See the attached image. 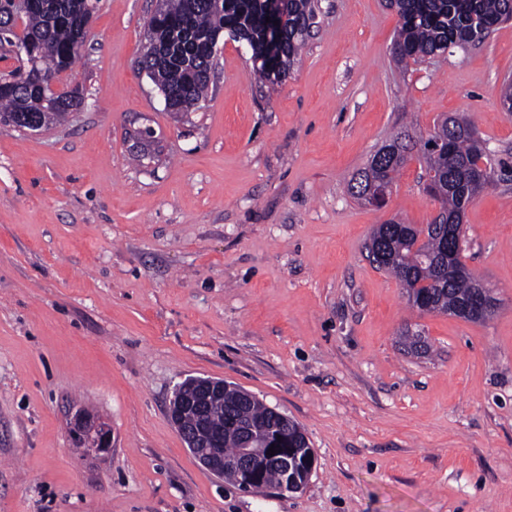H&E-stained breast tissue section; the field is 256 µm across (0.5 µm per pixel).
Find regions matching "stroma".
Returning <instances> with one entry per match:
<instances>
[{
    "mask_svg": "<svg viewBox=\"0 0 512 512\" xmlns=\"http://www.w3.org/2000/svg\"><path fill=\"white\" fill-rule=\"evenodd\" d=\"M318 6L275 92L227 40L177 116L137 65L155 0H101L66 74L85 107L0 126V512H512V173L464 218L499 303L476 323L419 313L367 256L374 225L437 213L418 161L384 207L347 191L392 133L448 113L512 163V23L402 69L382 0ZM190 376L299 423L307 484L254 495L201 465L168 414ZM77 408L109 451L73 447Z\"/></svg>",
    "mask_w": 512,
    "mask_h": 512,
    "instance_id": "35a3bbf8",
    "label": "stroma"
}]
</instances>
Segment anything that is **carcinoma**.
<instances>
[{
    "instance_id": "carcinoma-1",
    "label": "carcinoma",
    "mask_w": 512,
    "mask_h": 512,
    "mask_svg": "<svg viewBox=\"0 0 512 512\" xmlns=\"http://www.w3.org/2000/svg\"><path fill=\"white\" fill-rule=\"evenodd\" d=\"M100 0H40L41 5L17 21L12 0H0V48L13 44L30 46L46 72L40 86L18 69L0 73L12 83L0 91V126L16 127L24 117L40 128L67 122L71 109L81 103L77 88L56 92L50 80L74 65L85 45L87 29L77 20L92 2ZM398 17L393 44L397 64L428 63L448 52L483 42L502 19L512 16V0H385ZM170 23L155 16L147 21V44L138 60L157 90L170 96L171 106L188 112L206 101L214 58L195 46L204 37L224 33L241 38L251 50V60L261 85L273 88L288 77L301 60L315 24V0H164ZM281 26L278 53L265 41L273 21ZM418 158L427 192L440 204L439 215L423 227L393 216L376 225L367 242L369 258L387 271L403 289L411 306L421 303L429 313L447 314L468 304L479 288L469 274L448 271V255L461 263L464 245L448 236L444 222L462 224L467 207L496 177L507 172V163L482 147L476 127L463 114L441 117L427 135L400 132L386 140L360 169L349 185L351 196L364 202L391 193L401 170ZM251 422L266 429L279 448L291 450V473L303 478L301 469L308 449L304 433L274 414L254 394L231 384L214 394L207 404L206 422L220 434L216 447L224 459L234 458L242 447L239 424ZM266 483L288 479L274 462L261 474Z\"/></svg>"
}]
</instances>
